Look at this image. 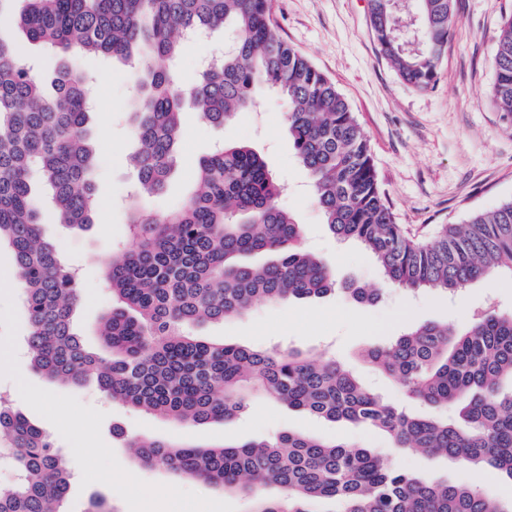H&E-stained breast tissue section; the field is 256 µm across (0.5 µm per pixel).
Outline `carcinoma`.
I'll return each instance as SVG.
<instances>
[{"instance_id": "1", "label": "carcinoma", "mask_w": 512, "mask_h": 512, "mask_svg": "<svg viewBox=\"0 0 512 512\" xmlns=\"http://www.w3.org/2000/svg\"><path fill=\"white\" fill-rule=\"evenodd\" d=\"M19 28L42 46L127 62L138 58V92L130 105L137 150L131 161L139 195L129 205L135 248L105 262L118 306L100 333L106 360L88 350L72 323L79 281L58 243L43 238L30 172L42 182L62 226L94 223L91 178L98 146L88 128V77L57 71L54 91L0 39V243L13 253L29 329L32 368L53 380L94 381L112 401L179 424L227 420L254 393L332 422L374 428L392 451L420 450L456 460L478 478L512 480V312L473 315L458 332L438 323L412 326L361 358L408 400L454 416L413 415L384 401L334 357L291 349L258 350L209 341L192 332L222 323L261 299L278 304L339 289L336 273L303 248L304 229L279 207L280 187L264 158L226 144L199 161L196 189L163 216L141 199L163 192L182 148L184 102L213 125L256 106L266 87L288 104L297 158L313 181L325 223L341 241L363 246L384 285L455 293L500 269L512 273V201L441 226L431 241L396 223L381 190L368 138L336 85L284 41L270 22L271 0H24ZM419 46L397 30L390 0H369L380 52L402 79L429 88L457 19L453 0H411ZM235 46L190 85L173 68L185 37L223 27ZM492 60L494 106L512 115V15L503 18ZM268 253L263 264L249 261ZM342 292L373 303L380 288L352 282ZM135 460L182 479L240 492L252 512H512L478 483L455 485L386 463L368 448L284 431L220 445L131 438ZM0 451L18 480L0 486V512H64L70 471L49 436L0 400ZM275 486L280 496L265 489Z\"/></svg>"}]
</instances>
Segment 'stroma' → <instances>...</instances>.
Wrapping results in <instances>:
<instances>
[{
    "label": "stroma",
    "mask_w": 512,
    "mask_h": 512,
    "mask_svg": "<svg viewBox=\"0 0 512 512\" xmlns=\"http://www.w3.org/2000/svg\"><path fill=\"white\" fill-rule=\"evenodd\" d=\"M454 9L457 23L437 80L426 90L407 84L379 54L368 0H273L270 15L278 34L346 98L369 140L379 185L397 223L420 235L439 224L465 223L473 213L512 200V116L504 117L490 100L495 34L501 18L512 14V0H455ZM0 38L22 53L42 81H51L63 63L95 76L89 127L101 145L95 172L99 210L90 229L63 230L39 173H32L31 182L44 236L59 243L65 262L79 273L81 299L73 309L75 328L85 345L100 353L104 347L98 326L113 306L103 263L132 245L128 202L137 174L127 157L133 148L128 106L135 95V70L102 57L47 52L27 41L9 12L0 15ZM224 38L220 30L185 44L178 62L184 82L195 81L201 60L223 53ZM260 97L259 111L237 113L224 127L185 113L179 168L167 190L147 198L146 206L163 214L180 205L193 190L201 158L219 144H247L263 155L281 184L278 203L303 224L307 248L341 279L382 288L383 294L370 305L339 292L280 304L259 301L243 315L205 324L197 333L215 342L336 355L364 384L389 401L403 403L399 389L359 360L358 352L389 342L411 325L434 321L465 329L467 311L482 310L490 302L500 310H512V274L474 281L456 294L436 288L416 294L383 288L369 254L338 240L324 224L308 173L288 135L286 103L266 88ZM12 267V254L1 245L0 347H13L15 353L10 366L0 368V393L8 395L14 409L41 425L68 460L72 478L66 512H88L91 501L98 499L108 512H250L249 501L239 493L139 466L126 446L131 437L242 442L291 430L390 454V441L379 430L330 422L262 396L253 397L237 418L183 427L114 403L93 384L49 380L31 369L20 349L28 324ZM31 388L43 393L42 404L31 402L27 394ZM395 462L452 484L478 482L492 498H512V484L495 477L476 479L469 468L442 456L405 453L395 456Z\"/></svg>",
    "instance_id": "1"
}]
</instances>
